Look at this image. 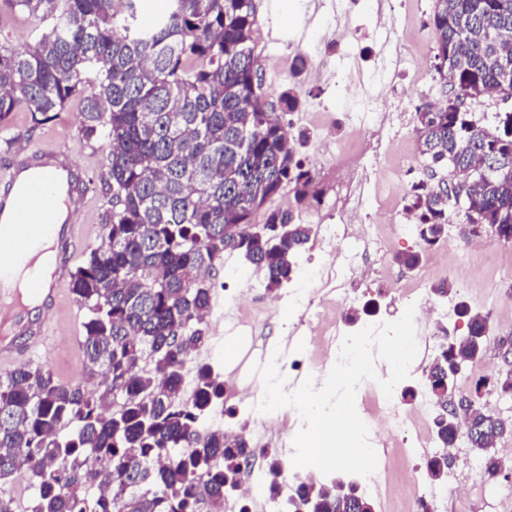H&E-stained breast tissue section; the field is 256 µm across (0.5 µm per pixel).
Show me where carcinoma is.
Wrapping results in <instances>:
<instances>
[{"mask_svg":"<svg viewBox=\"0 0 512 512\" xmlns=\"http://www.w3.org/2000/svg\"><path fill=\"white\" fill-rule=\"evenodd\" d=\"M141 0H0V9L39 21L19 52L0 37V128L25 109L36 129L68 101L83 98L81 132L108 150L107 185L118 207L99 244L72 274L83 310L79 341L83 373L103 375L91 391L58 379L40 364L0 374V480L30 474V512H197L239 488L254 456L240 433L213 430L207 413L224 396V382L193 353L207 340L212 308L207 275L224 252L263 267L267 288L291 279L293 259L313 228L300 223L311 204L314 172L296 158L294 139L262 100L255 54L254 0H169L145 27ZM435 72L469 102L512 98V0H434ZM418 153L426 174L495 168L476 174L460 237L472 224H497L512 241V113L489 123L456 97L417 109ZM295 206L266 203L284 186ZM424 244L444 235L455 203L426 180L408 190ZM262 224L255 229L257 214ZM467 334L442 348L427 387L437 407L452 403L446 366L466 369L488 336L487 317L462 302ZM193 390L185 396L187 373ZM467 440L492 475L503 458L494 443L512 435V420L470 405ZM441 447L458 439L456 421L434 425ZM267 455L270 490L285 466ZM450 456L425 461L434 480L448 478ZM102 478L107 499L87 484ZM283 512L307 504L313 512H373L351 485L296 478Z\"/></svg>","mask_w":512,"mask_h":512,"instance_id":"carcinoma-1","label":"carcinoma"}]
</instances>
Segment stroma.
<instances>
[{
  "instance_id": "1",
  "label": "stroma",
  "mask_w": 512,
  "mask_h": 512,
  "mask_svg": "<svg viewBox=\"0 0 512 512\" xmlns=\"http://www.w3.org/2000/svg\"><path fill=\"white\" fill-rule=\"evenodd\" d=\"M257 26L254 32L256 51L262 63L261 93L269 109L280 113L292 135L306 133L308 141L298 147L297 157L310 168L326 162L328 156L317 148L328 116L342 112L346 85L328 76L304 71L301 77L300 104L297 109L284 111L280 103L287 89L296 55L314 63L316 48L324 38L349 43L353 53L375 58L381 49L378 32L383 18L377 15L373 0H366L364 11L356 16L337 15L331 5L316 6L314 0H255ZM432 0H419L417 10L399 15L398 34L413 49V62L406 83L410 89L411 106L401 113V138L398 145L381 162L382 169L399 173V180L387 185L389 196H402L412 178L407 166L417 152L414 134L416 106L426 99L437 98L441 88L435 79L432 51ZM79 100H72L50 123L32 128L26 111L13 113L8 130H0V168L7 166L15 153L36 145L57 146L67 150L76 168L87 175L88 209L79 217L88 233V245L98 244L102 227L112 209V194L105 178L108 172V152L97 142L86 141L80 131ZM461 215L449 213L448 232L437 244L424 245L420 238L394 232L392 225L378 227L380 238L370 243L373 270L363 288L362 303H376L380 318L395 321L404 312L402 306L390 303L378 288L386 278L397 279L400 287H415L414 269L397 263V256L418 252L423 260L436 266L465 273L464 281H453L452 289L467 300L472 309L489 319L487 352L482 359L470 363L465 376L457 381L459 390L472 387L482 376H494L503 364L496 355L498 337L512 335V242L504 243L486 237L469 250H461L459 225ZM264 270L242 255L228 252L224 261L208 276L213 285V302L208 323L206 344L196 353L197 361L209 364L220 379L232 377L237 362L236 350L252 344L265 356L300 354L317 360L322 356L319 338L299 324L304 309L289 304L287 288H280L277 311L266 313L248 302L233 305L226 288H243L246 282L265 279ZM245 318L253 323L249 336L232 331L229 319ZM82 312L77 304L65 306L54 314V339L38 356V364L52 370L61 380L97 388L98 378L85 376L79 362L80 322ZM410 480L406 473L394 469L379 481V492L369 499L373 512H412Z\"/></svg>"
}]
</instances>
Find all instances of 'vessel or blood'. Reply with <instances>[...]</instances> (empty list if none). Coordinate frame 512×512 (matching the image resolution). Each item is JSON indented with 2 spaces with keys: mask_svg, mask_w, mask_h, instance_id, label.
I'll list each match as a JSON object with an SVG mask.
<instances>
[{
  "mask_svg": "<svg viewBox=\"0 0 512 512\" xmlns=\"http://www.w3.org/2000/svg\"><path fill=\"white\" fill-rule=\"evenodd\" d=\"M33 154L0 171V372L47 345L51 316L68 295L74 254L87 239L76 222L87 201L84 178L61 163L57 148ZM48 237L55 252L50 280H16L18 263Z\"/></svg>",
  "mask_w": 512,
  "mask_h": 512,
  "instance_id": "b4317fda",
  "label": "vessel or blood"
}]
</instances>
